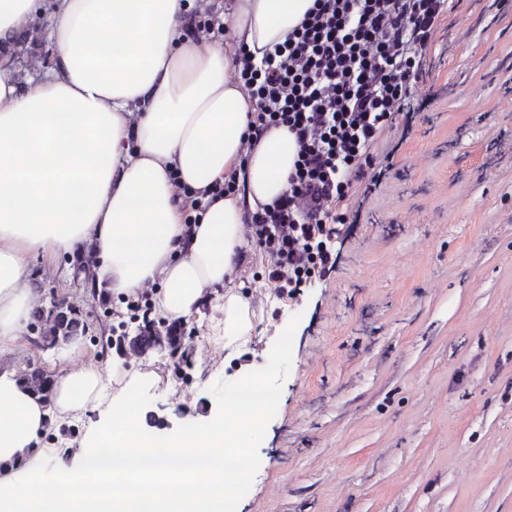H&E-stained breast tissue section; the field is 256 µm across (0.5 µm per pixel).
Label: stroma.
<instances>
[{
    "label": "stroma",
    "mask_w": 512,
    "mask_h": 512,
    "mask_svg": "<svg viewBox=\"0 0 512 512\" xmlns=\"http://www.w3.org/2000/svg\"><path fill=\"white\" fill-rule=\"evenodd\" d=\"M426 57L425 99L371 148L376 188L341 204L350 226L335 267L281 298L248 252L249 344L225 354L214 298L188 322V365L108 348L137 329L119 299L87 296L79 257L37 255L42 309L56 297L82 311L79 351L42 348L32 321L0 365L52 376L94 362L111 396L137 380L164 437L205 427L233 393L228 376L268 366L274 401L236 512H512V11L448 0ZM106 417L52 424L40 445L75 464Z\"/></svg>",
    "instance_id": "stroma-1"
}]
</instances>
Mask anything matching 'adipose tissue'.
I'll return each mask as SVG.
<instances>
[{"label":"adipose tissue","mask_w":512,"mask_h":512,"mask_svg":"<svg viewBox=\"0 0 512 512\" xmlns=\"http://www.w3.org/2000/svg\"><path fill=\"white\" fill-rule=\"evenodd\" d=\"M312 5L226 0V47L185 36L183 0H53L48 12L41 0H0V351L12 350L40 301L38 254L82 258L92 290L132 295L158 283L152 303L164 320L201 315L222 293L225 350L250 342V300L224 283L246 246L245 208L287 189L297 145L274 127L244 155L252 105L236 53L262 58ZM41 18L55 55L33 77L16 51ZM231 175L238 195H214ZM195 199L199 220L184 223ZM102 396L92 363L57 375L46 399L18 368L0 369V512H224L225 492L248 477L235 462L261 428L263 405L235 400L207 428L157 440L130 395L115 396L112 420L85 439L80 466L56 449L45 478L40 437Z\"/></svg>","instance_id":"adipose-tissue-1"}]
</instances>
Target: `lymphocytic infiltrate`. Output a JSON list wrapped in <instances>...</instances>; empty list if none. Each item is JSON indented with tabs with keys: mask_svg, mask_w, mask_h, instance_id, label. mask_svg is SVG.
I'll return each mask as SVG.
<instances>
[{
	"mask_svg": "<svg viewBox=\"0 0 512 512\" xmlns=\"http://www.w3.org/2000/svg\"><path fill=\"white\" fill-rule=\"evenodd\" d=\"M445 2L314 0L260 63L241 57L252 137L282 125L297 144L286 191L244 217L267 258L262 277L280 293L295 295L333 267L330 243L346 224L338 206L353 184L374 182L370 149L425 84L421 56Z\"/></svg>",
	"mask_w": 512,
	"mask_h": 512,
	"instance_id": "lymphocytic-infiltrate-1",
	"label": "lymphocytic infiltrate"
}]
</instances>
